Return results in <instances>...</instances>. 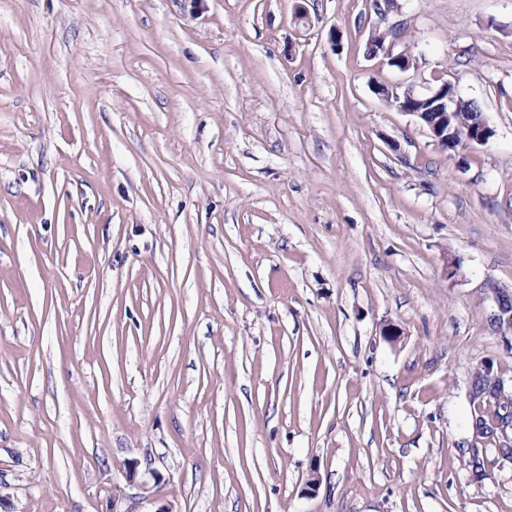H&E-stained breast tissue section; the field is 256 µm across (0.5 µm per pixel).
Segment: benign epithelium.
Returning <instances> with one entry per match:
<instances>
[{
    "label": "benign epithelium",
    "mask_w": 512,
    "mask_h": 512,
    "mask_svg": "<svg viewBox=\"0 0 512 512\" xmlns=\"http://www.w3.org/2000/svg\"><path fill=\"white\" fill-rule=\"evenodd\" d=\"M404 29L405 25L402 21H395L387 26L385 32H374L369 39L373 48L372 57L383 56L390 66L402 73L416 68V59L410 54L394 53L395 46L404 35ZM379 95L398 111L417 118L423 116L421 108L426 102L439 100L442 109V123L430 124L429 132L435 146L443 151L454 152L464 142L482 146L494 136V130L484 118L465 127L459 123L454 126L448 124L449 119L470 105V101L459 96L455 85L450 82L442 83L426 93L417 91L412 84L404 87L386 85ZM491 382L492 392L488 393V398L492 399L500 410V414L491 422L492 437L498 442V445L508 448L512 446V402H507V397L512 396V384L495 373L491 375Z\"/></svg>",
    "instance_id": "obj_1"
}]
</instances>
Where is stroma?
Masks as SVG:
<instances>
[{"label":"stroma","mask_w":512,"mask_h":512,"mask_svg":"<svg viewBox=\"0 0 512 512\" xmlns=\"http://www.w3.org/2000/svg\"><path fill=\"white\" fill-rule=\"evenodd\" d=\"M294 6L0 0L14 512H512L460 451L474 367L512 379V0H398L406 73L372 0ZM443 79L488 144L376 92ZM405 25L402 21H395L387 26V29L383 33H372L369 43L373 48V54L370 57H377L382 55L384 59H387V63L396 68L402 73H406L411 69L416 68V59L406 52H400L395 54L394 48L400 42L404 35ZM390 37L388 43L386 38Z\"/></svg>","instance_id":"35a3bbf8"}]
</instances>
